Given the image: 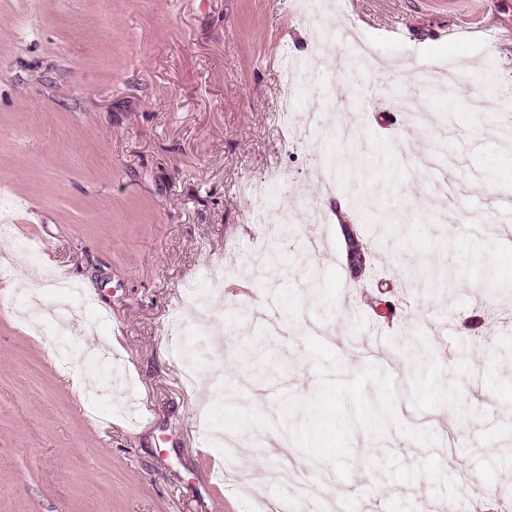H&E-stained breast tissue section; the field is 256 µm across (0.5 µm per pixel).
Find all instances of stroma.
Masks as SVG:
<instances>
[{
    "label": "stroma",
    "mask_w": 512,
    "mask_h": 512,
    "mask_svg": "<svg viewBox=\"0 0 512 512\" xmlns=\"http://www.w3.org/2000/svg\"><path fill=\"white\" fill-rule=\"evenodd\" d=\"M285 46L313 63L293 91ZM287 92L319 113L320 155L284 133ZM509 112L512 0H336L309 23L293 0H0V208L25 203L0 237V512H330L367 476L386 494L365 512L472 508L478 476L512 512V127L490 119ZM283 168L301 181L275 201L285 235L248 192ZM217 263L251 302L211 292ZM47 266L93 298L96 334L16 322V280ZM188 288L220 346L178 312ZM206 425L264 431L234 462L260 499L214 479ZM286 459L329 482L294 497Z\"/></svg>",
    "instance_id": "35a3bbf8"
}]
</instances>
